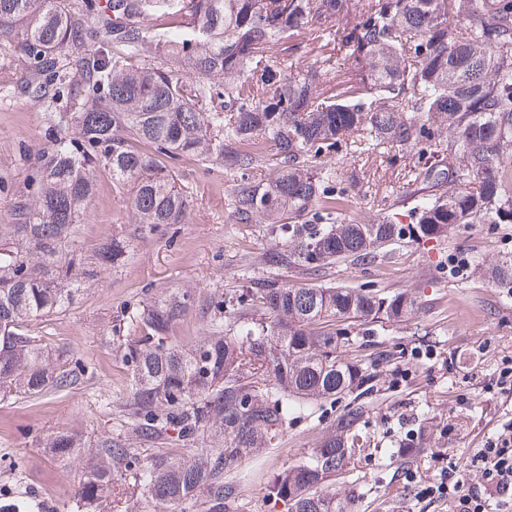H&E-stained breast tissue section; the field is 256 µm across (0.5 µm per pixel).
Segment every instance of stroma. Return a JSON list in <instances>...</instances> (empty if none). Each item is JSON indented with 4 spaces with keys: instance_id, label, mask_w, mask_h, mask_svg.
<instances>
[{
    "instance_id": "35a3bbf8",
    "label": "stroma",
    "mask_w": 512,
    "mask_h": 512,
    "mask_svg": "<svg viewBox=\"0 0 512 512\" xmlns=\"http://www.w3.org/2000/svg\"><path fill=\"white\" fill-rule=\"evenodd\" d=\"M23 63L0 74V222L9 221L15 204L28 193L27 178L36 153L47 142L49 111L25 93ZM394 165L377 153L356 155L344 163L356 171V183L338 185L337 216L349 223H370L397 214L409 223L405 202L415 185L403 173L415 157ZM189 205L177 234L142 230L124 264L101 272L65 311L34 321L31 335L52 348L81 357L88 372L81 385L36 398L0 400V487L14 482L18 462L27 486L47 496L56 512H68L85 470L79 457L58 459L40 441L57 431L94 438L109 433L128 439L132 427L122 402L129 389L124 340L146 300L175 287L228 291L243 276L265 277L247 261L271 244L260 224L236 223L228 209L232 180L222 168L202 169L191 157L168 160ZM134 231L133 217L110 178L96 181V193L77 240L89 248L121 231ZM512 256V224H463L444 241L409 243L390 255L356 264L339 260L320 276L291 270V284L361 288L394 294L415 293L419 307L406 322L377 336L374 350L388 352L376 361L375 385L362 401L363 433L369 447L352 451L344 472L332 481L346 512H450V498H420L417 485L433 480L445 457L480 484L475 456L488 436L512 420V395L487 392L504 361L512 360V294L479 273H461L454 262L477 259L492 266ZM344 401L314 406L291 420L271 448L248 460L246 478L237 482L236 512H286L270 499L271 476L317 448L326 427ZM425 450L401 455L397 446L417 434Z\"/></svg>"
}]
</instances>
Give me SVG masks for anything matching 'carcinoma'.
I'll list each match as a JSON object with an SVG mask.
<instances>
[{"mask_svg": "<svg viewBox=\"0 0 512 512\" xmlns=\"http://www.w3.org/2000/svg\"><path fill=\"white\" fill-rule=\"evenodd\" d=\"M302 34L317 53L295 66ZM8 50L29 62L22 85L52 112L29 197L0 224L3 397L63 391L86 372L25 326L126 259L127 233L91 250L76 240L100 174L125 190L134 223L161 231L181 223L187 197L160 158L224 167L231 217L279 239L253 260L269 271L316 275L406 240L441 241L459 224L512 223V0H371L364 12L355 0H0ZM336 52L350 77L325 89ZM390 144L424 161L410 170L423 184L414 223L306 220L338 203L344 173L322 158ZM488 275L512 288V259ZM243 279L227 294L177 288L138 317L123 358L139 447L110 434L43 439L60 458L88 459L70 512H121L140 489L168 512H230L231 471L315 403L372 387L368 367L340 356L352 329L376 336L418 309L407 290ZM194 309L211 331L186 351L169 332ZM363 416L348 405L318 448L270 481L287 512H344L324 486L349 463ZM170 440L206 445L180 459L150 451ZM0 512L52 510L14 488L0 490Z\"/></svg>", "mask_w": 512, "mask_h": 512, "instance_id": "carcinoma-1", "label": "carcinoma"}]
</instances>
